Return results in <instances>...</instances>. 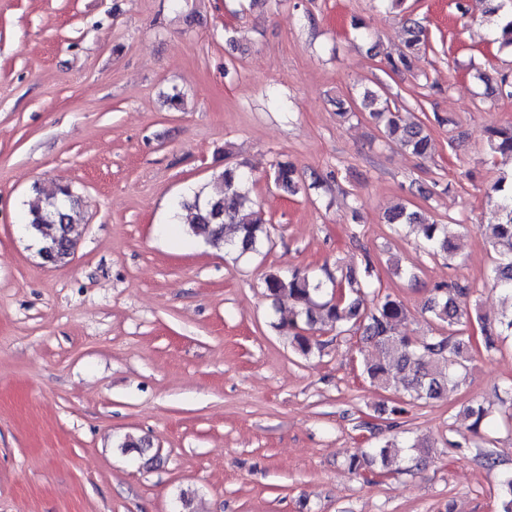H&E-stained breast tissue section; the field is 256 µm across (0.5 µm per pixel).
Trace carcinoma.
Wrapping results in <instances>:
<instances>
[{"label":"carcinoma","mask_w":512,"mask_h":512,"mask_svg":"<svg viewBox=\"0 0 512 512\" xmlns=\"http://www.w3.org/2000/svg\"><path fill=\"white\" fill-rule=\"evenodd\" d=\"M494 18L497 41L503 47H512V0H493L489 10ZM404 48L388 61L389 69L401 74L410 72L415 61L426 53L428 40L421 24L409 19L405 27ZM336 114L347 117L356 106L368 112L370 118L383 126L386 139L401 149L424 157L430 149V137L421 123H407L399 113L390 110L388 100L377 90L365 89L361 103L336 98ZM488 152L491 155H512V123L489 129ZM276 188L294 194L300 188L297 171L279 164L272 174ZM221 189L213 194L198 190L182 199L180 210L185 212L189 234L215 248H228L237 255L257 253L270 240L267 222L250 196L251 172L243 164L226 166L219 175ZM485 199L498 214V222L479 227L481 236L494 248L501 246L493 271V285L512 302V173H504L485 190ZM83 207L81 197L68 184L58 186L55 195L38 201L29 209L25 228L40 244V253L58 264L70 256L72 224L76 223ZM419 215L400 205L386 215L389 224H415L427 250L434 255L451 254L453 234L449 224H420ZM324 277L296 272L285 276L277 270L268 271L263 278L266 296L277 301L286 296L293 308L286 318H279L273 327L293 337L296 353L309 358L321 353V343L311 332L320 327L337 333L351 330L361 332L365 342L378 353L377 358L363 364L362 374L369 382L383 390L402 385L403 395L410 401H430L455 391L465 377L472 360L467 328L476 323L484 335L486 350L496 348L504 336H512V305L495 319L482 316L477 305L470 303L471 288L459 283L434 288L426 311L448 333L432 336L425 341H413L398 336L395 323L406 318L407 309L394 294L377 287L375 267L368 251H363L359 271L340 276L323 270ZM371 290L373 306L362 308L363 289ZM470 420L467 431L480 436L488 423V412L481 405L464 408ZM393 443L371 449L369 453L354 455L349 470L358 472L367 466L379 464L387 470H397L407 460L419 466L424 445L406 446L407 454L392 452ZM501 512H512V472L503 471L497 481Z\"/></svg>","instance_id":"obj_1"}]
</instances>
